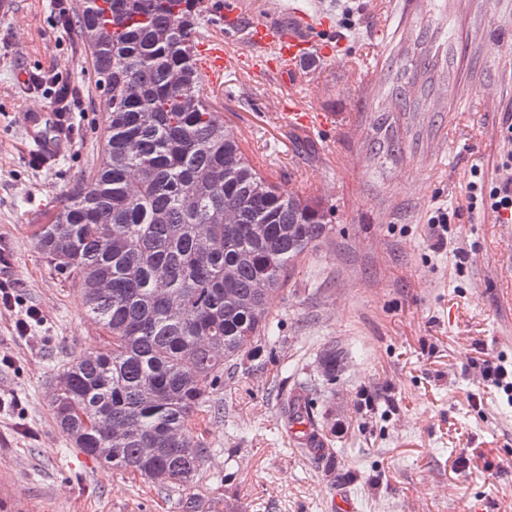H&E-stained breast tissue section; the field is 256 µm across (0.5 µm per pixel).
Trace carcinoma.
<instances>
[{
  "label": "carcinoma",
  "mask_w": 512,
  "mask_h": 512,
  "mask_svg": "<svg viewBox=\"0 0 512 512\" xmlns=\"http://www.w3.org/2000/svg\"><path fill=\"white\" fill-rule=\"evenodd\" d=\"M205 0H85L74 24L107 94L95 174L37 233L83 286L102 349L54 379L51 403L76 448L165 489L218 453L188 429L242 343L273 333L269 295L328 233L332 214L259 173L203 94L191 47ZM339 352L325 349L322 373ZM309 417L289 403L291 423Z\"/></svg>",
  "instance_id": "carcinoma-1"
}]
</instances>
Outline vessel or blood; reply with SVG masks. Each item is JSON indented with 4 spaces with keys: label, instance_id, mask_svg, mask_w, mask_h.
<instances>
[{
    "label": "vessel or blood",
    "instance_id": "vessel-or-blood-1",
    "mask_svg": "<svg viewBox=\"0 0 512 512\" xmlns=\"http://www.w3.org/2000/svg\"><path fill=\"white\" fill-rule=\"evenodd\" d=\"M287 23L255 22L250 26L252 50L233 54L223 39L207 37L193 44L195 67L214 85L224 80L225 71L246 69L259 77L284 79L293 76L312 56L331 58L335 55L334 41L320 42L314 37L317 28L311 16L298 5L288 8ZM282 117L294 128L323 124V115L309 112L297 105L295 99L282 102ZM25 130L32 142L45 156L55 155L65 137L54 113L32 114L25 121Z\"/></svg>",
    "mask_w": 512,
    "mask_h": 512
}]
</instances>
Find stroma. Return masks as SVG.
Segmentation results:
<instances>
[{
    "label": "stroma",
    "instance_id": "stroma-1",
    "mask_svg": "<svg viewBox=\"0 0 512 512\" xmlns=\"http://www.w3.org/2000/svg\"><path fill=\"white\" fill-rule=\"evenodd\" d=\"M309 0L343 37L334 58L311 59L291 81L225 72L213 105L251 163L283 191L334 212L326 238L270 296L272 336L224 373L202 426L219 451L184 492L158 493L72 448L51 410L58 369L98 349L80 283L37 248L36 234L97 168L106 93L76 27L55 0L0 9V486L6 512H512V406L489 391L484 360L512 366V223L468 207L474 175L499 166L512 120V0ZM401 75L411 104L388 88ZM79 98L68 144L36 156L24 113L47 112L57 84ZM291 96L328 123L288 128ZM399 141L374 155V142ZM450 214L437 238L432 208ZM41 313L29 337L15 322ZM345 356L323 376L322 350ZM308 398L332 459L301 449L284 406Z\"/></svg>",
    "mask_w": 512,
    "mask_h": 512
}]
</instances>
